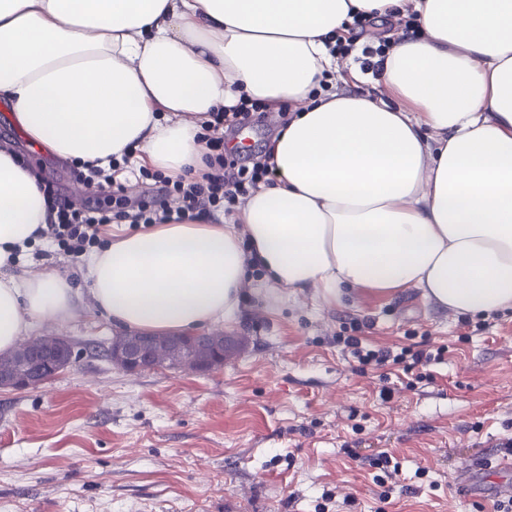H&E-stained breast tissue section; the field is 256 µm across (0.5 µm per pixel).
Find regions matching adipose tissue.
I'll return each instance as SVG.
<instances>
[{"label": "adipose tissue", "instance_id": "obj_1", "mask_svg": "<svg viewBox=\"0 0 512 512\" xmlns=\"http://www.w3.org/2000/svg\"><path fill=\"white\" fill-rule=\"evenodd\" d=\"M359 13L390 28L374 94L332 51ZM406 17L417 32L395 30ZM243 97L290 112L264 151L275 181L231 215L113 235L79 287L16 274L49 203L0 143V353L87 297L146 334L231 319L257 264L329 304L418 288L458 314L512 311V0H0V103L30 148L195 173L211 113Z\"/></svg>", "mask_w": 512, "mask_h": 512}]
</instances>
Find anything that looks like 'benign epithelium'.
I'll use <instances>...</instances> for the list:
<instances>
[{
    "label": "benign epithelium",
    "instance_id": "7a95c632",
    "mask_svg": "<svg viewBox=\"0 0 512 512\" xmlns=\"http://www.w3.org/2000/svg\"><path fill=\"white\" fill-rule=\"evenodd\" d=\"M245 336L203 331L180 336H155L127 331L105 349L107 359L126 372L141 373L168 368L206 372L239 355ZM73 344L65 337L42 335L21 342L9 354H0V389L34 388L71 365Z\"/></svg>",
    "mask_w": 512,
    "mask_h": 512
}]
</instances>
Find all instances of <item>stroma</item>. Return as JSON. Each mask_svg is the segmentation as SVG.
<instances>
[{
  "label": "stroma",
  "mask_w": 512,
  "mask_h": 512,
  "mask_svg": "<svg viewBox=\"0 0 512 512\" xmlns=\"http://www.w3.org/2000/svg\"><path fill=\"white\" fill-rule=\"evenodd\" d=\"M0 137L61 195L112 210L111 191L28 148L2 114ZM84 262L47 240L17 271L75 277ZM263 277L251 268L220 325L245 351L206 373L113 367L95 346L115 330L86 307L38 324L79 356L38 388L0 390V512H495L456 470L512 439V312L461 315L412 288L329 306ZM355 332L446 352L418 370L363 366L342 342ZM382 451L399 464L389 494L374 480Z\"/></svg>",
  "instance_id": "stroma-1"
}]
</instances>
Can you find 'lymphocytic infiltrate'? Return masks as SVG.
Listing matches in <instances>:
<instances>
[{"label": "lymphocytic infiltrate", "mask_w": 512, "mask_h": 512, "mask_svg": "<svg viewBox=\"0 0 512 512\" xmlns=\"http://www.w3.org/2000/svg\"><path fill=\"white\" fill-rule=\"evenodd\" d=\"M206 144L212 152L210 172L189 182L161 178L156 195L148 199L131 202L115 197L116 211L111 216L95 208L71 210L61 195L52 194L56 218L47 228L49 237L60 249L77 254L95 245L101 226L112 220L127 218L134 224H164L175 218L189 220L207 208L234 202L237 196L247 194L258 183L270 182L275 174L273 167L265 162L256 161L249 166L238 163L223 139L210 138ZM343 342L360 364L380 367L424 365L442 359L445 353L441 347L433 352L409 347L397 351L370 349L356 336L344 337Z\"/></svg>", "instance_id": "f902f5d3"}]
</instances>
